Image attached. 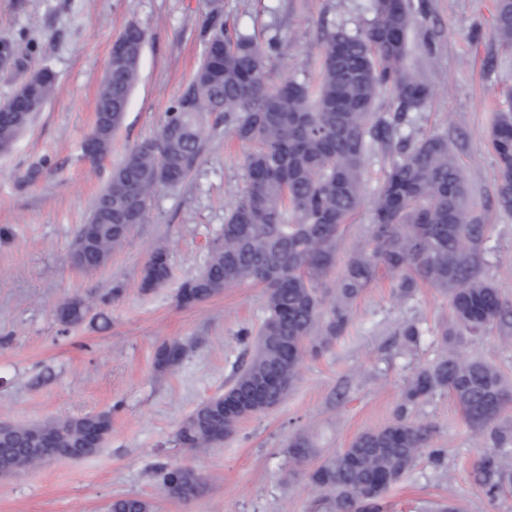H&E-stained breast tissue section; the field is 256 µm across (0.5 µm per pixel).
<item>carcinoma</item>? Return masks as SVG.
I'll use <instances>...</instances> for the list:
<instances>
[{
    "instance_id": "carcinoma-1",
    "label": "carcinoma",
    "mask_w": 512,
    "mask_h": 512,
    "mask_svg": "<svg viewBox=\"0 0 512 512\" xmlns=\"http://www.w3.org/2000/svg\"><path fill=\"white\" fill-rule=\"evenodd\" d=\"M371 19L356 33L340 26L327 31L317 86L285 78L272 84L268 64L275 45L264 48L249 34L224 29L222 0H208L203 27L205 51L193 77L172 100L157 135L134 146L112 169L89 223L82 225L70 258L82 271L106 264L126 240L131 226L147 220L149 204L161 188L181 185L199 165L211 116L224 122L247 146V186L224 218L201 271L185 281L178 302H205L226 288L245 283L266 288L268 315L254 353L233 384L201 403L179 426L175 442L203 450L228 438L239 423L282 402L296 382L306 356L321 354L349 322V307L384 270L397 279L396 296L428 286L449 296L453 328L443 336L478 338L493 327L512 325V305L495 285L479 276L485 225L469 206V190L446 133L419 139L403 134L409 114L422 111L431 90L404 66L407 35L415 24L413 0H372ZM495 34L512 51V0H497ZM147 40L131 22L112 44L102 78L95 121L83 155L96 164L110 151L130 96L139 80ZM27 54L17 40L0 46V61L15 64ZM55 73L43 68L0 104V152L50 97ZM386 112L377 111L381 93ZM380 146L390 156L385 182L373 203L369 238L356 247L333 286L326 278L336 263V239L362 199L366 155ZM490 145L499 160L498 203L512 212V108L496 115ZM170 278L167 254L155 250L141 272L150 291ZM81 299L59 304L65 325L85 320ZM183 348L164 343L157 364H175ZM446 389L461 407L469 428L487 435L474 465V478L490 500L512 488V455L499 445L508 432L498 420L512 401V384L493 364L478 357L444 354L417 372L390 424L359 434L350 447L308 472L324 512H385L389 488L429 448L436 426L409 417L408 408ZM111 432L109 415L69 417L33 425H12L0 436V473L33 469L60 458L96 454ZM307 436L296 434L286 448L288 463L311 456ZM170 492L197 495L201 477L185 467L159 468ZM109 512H150L138 496L117 498Z\"/></svg>"
}]
</instances>
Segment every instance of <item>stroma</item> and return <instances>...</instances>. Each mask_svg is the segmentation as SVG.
I'll return each instance as SVG.
<instances>
[{
  "instance_id": "35a3bbf8",
  "label": "stroma",
  "mask_w": 512,
  "mask_h": 512,
  "mask_svg": "<svg viewBox=\"0 0 512 512\" xmlns=\"http://www.w3.org/2000/svg\"><path fill=\"white\" fill-rule=\"evenodd\" d=\"M408 36V69L432 94L410 115L411 137L449 132L470 190L471 207L487 224L482 275L512 304V214L497 206L499 166L489 146L496 112L512 106V53L494 32L496 0H424ZM370 0H223L229 31L276 43L271 76L314 77L326 31L356 29ZM206 0H0V43L24 39L28 57L0 66V102L31 72L57 76L54 91L13 148L0 153V423L38 424L108 413L112 431L95 455L53 459L35 470L0 476V512H108L116 498L135 495L150 512H319V494L305 475L289 476L284 450L306 433L317 459L336 455L360 433L391 423L414 374L442 353L448 299L423 287L395 298L380 272L353 303L344 333L323 354L306 357L300 378L276 408L243 421L224 443L194 454L174 445L194 408L223 393L250 359L266 316L262 286L225 289L206 302L179 305L182 283L200 270L224 215L247 185L245 146L210 130L202 162L189 179L160 190L148 221L134 225L107 263L92 273L69 258L110 172L129 149L157 131L172 98L189 81L205 46ZM148 33L140 79L112 148L97 164L81 144L94 122L95 101L113 41L129 22ZM436 52H429V45ZM389 167L382 150L368 153L359 209L336 243V280L368 234L372 203ZM165 249L171 277L140 288L151 253ZM121 286L109 304L99 296ZM80 298L85 320L63 325L58 305ZM107 322H100V315ZM415 324L421 335L405 342ZM184 347L160 370L156 351ZM460 354L479 355L512 381V332L493 329ZM436 424L432 447L440 460L421 458L385 495L387 512H512V491L489 500L472 477L484 448L448 391L411 407ZM200 474L198 496L169 494L159 466Z\"/></svg>"
}]
</instances>
